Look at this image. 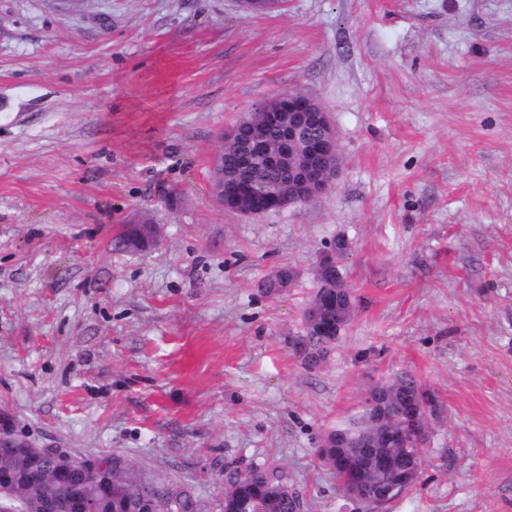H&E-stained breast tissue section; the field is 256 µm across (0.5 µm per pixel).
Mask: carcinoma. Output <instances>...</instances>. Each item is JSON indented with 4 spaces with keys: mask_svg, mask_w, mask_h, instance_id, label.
I'll use <instances>...</instances> for the list:
<instances>
[{
    "mask_svg": "<svg viewBox=\"0 0 512 512\" xmlns=\"http://www.w3.org/2000/svg\"><path fill=\"white\" fill-rule=\"evenodd\" d=\"M254 121L255 134L243 130L234 144L233 157L224 165V182H246L259 192L293 205V172L267 163L264 157L268 150L276 149L278 131L264 126L258 113ZM316 283L306 307L315 320L306 323L308 342L303 347L311 360L323 345L339 339L338 333L350 324L356 310L355 298L340 274L318 270ZM409 399L419 403L423 418H428L433 400L413 375L402 373L380 382L370 391L363 414L334 430L341 436L339 447L323 450L328 463L338 454L350 460L349 470L335 472L336 480L350 498L379 512L418 482L416 475L400 481L407 458L425 445L422 436L405 428L399 417L400 408ZM387 429L404 430L405 441L385 442L382 435ZM375 455L387 458V469L377 466ZM103 461L109 464L106 470L91 471L78 465L62 479L53 456L34 457L18 444L0 439V473L11 478L9 486L0 488V512H45L47 503H67L76 493L84 503L82 512H154V506L140 495L145 483L154 486L157 499L171 503L170 512H199L196 501L184 488L145 477L120 457H105ZM235 508L238 512H295L300 501L281 471L254 467L228 482L224 512Z\"/></svg>",
    "mask_w": 512,
    "mask_h": 512,
    "instance_id": "1",
    "label": "carcinoma"
}]
</instances>
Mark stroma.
<instances>
[{
    "instance_id": "1",
    "label": "stroma",
    "mask_w": 512,
    "mask_h": 512,
    "mask_svg": "<svg viewBox=\"0 0 512 512\" xmlns=\"http://www.w3.org/2000/svg\"><path fill=\"white\" fill-rule=\"evenodd\" d=\"M329 112L338 174L259 217L210 160L254 104ZM153 224L132 249L127 225ZM356 297L299 347L336 237ZM293 268L296 282H261ZM437 406L390 512H512V0H0V413L41 448L119 456L224 512L276 466L301 512H370L321 457L372 387ZM215 201L224 208H230L243 216H259L269 210L271 199L257 195L248 186H239L233 191H224L223 186L213 185ZM234 211V212H235Z\"/></svg>"
}]
</instances>
